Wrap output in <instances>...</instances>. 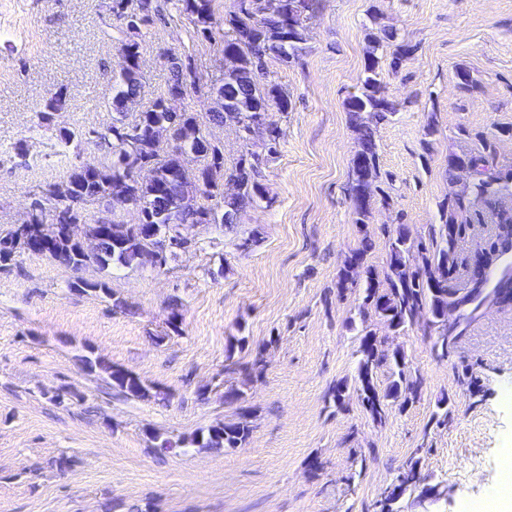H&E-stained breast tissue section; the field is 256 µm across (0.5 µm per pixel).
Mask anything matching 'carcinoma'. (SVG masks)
Returning <instances> with one entry per match:
<instances>
[{"label":"carcinoma","instance_id":"carcinoma-1","mask_svg":"<svg viewBox=\"0 0 512 512\" xmlns=\"http://www.w3.org/2000/svg\"><path fill=\"white\" fill-rule=\"evenodd\" d=\"M170 2L111 0L110 11L122 21L127 32L137 34L141 28L164 19ZM179 2L195 34L213 40L217 32L224 31V80L209 89L208 121L186 109L174 120L167 111L165 102L170 96H183L188 86H196L192 68L176 59L170 61L168 81L151 104L133 123L124 122L141 93V52L136 40L121 42L120 50L127 55L129 66L123 68L124 89L109 103L110 111L115 113L112 123L83 135L68 129L61 131V140L67 144L84 135L97 139L110 150L111 161L93 168L74 163L64 180L48 185L41 199L35 200L36 210L30 223L0 232L1 264L8 265L22 253L41 254L80 269L104 268L111 263L127 267L148 264L146 255L156 241L141 236L135 225L109 217L89 225L90 234L103 237L102 249L95 255L84 251L82 243L66 228L85 223L83 206L90 200L101 202L112 214L127 202H136L143 208L146 223L158 225L159 233L164 235L171 215L181 225H231L263 199V173L255 166V162L261 161V154L251 152L232 169H225L224 146L209 133L206 123H229L245 134L252 121L266 113L274 109L288 111L287 92L268 80V61L275 59L288 65L300 59L308 41L307 22L318 8V0H247V7L239 6L222 19L215 15L213 0ZM414 51L415 46L398 40L391 28L380 26L366 35L360 92L347 100L357 144L351 164L350 200L358 224L368 223L369 203L381 191L377 124L397 111L396 105L383 95L380 75L383 66L395 70ZM65 109L66 93L60 89L45 102L39 118L47 123ZM172 122L177 149L190 151L199 158L195 170L177 177L169 176L172 153L161 143ZM498 134L512 137V126L500 127L495 134L458 127V136L469 141L472 148L461 154H448V180L453 185L466 173L471 180L470 190L464 195L448 193L440 203V223L430 228L429 241L412 237L406 226H400L390 240L386 267L379 272L364 267L371 249L370 240L364 238L344 260L339 277L338 286L343 291L355 284L359 270L365 269L364 309L373 311L396 334L421 316H428L429 326L439 331L436 346L443 356L448 355L453 344L448 337V306L453 304L452 295L460 290L461 276L478 288L485 285L490 269L512 246V165L500 166L496 161L494 140ZM227 180L236 182V193H224ZM45 201L55 206L66 203L49 223L44 219ZM487 222L493 224V229L486 244L469 256L459 257V239L471 225ZM492 293L499 306L512 308V277L498 281ZM359 353L357 392L364 410L373 419H382L383 400L396 399L402 393L417 396L419 385L409 378L400 351L386 353L382 341L369 330L360 337ZM390 358L395 365V379L382 395L374 384L373 374ZM85 364L104 370L125 395L148 396L147 388L134 374L100 359L87 358ZM250 420V410L242 408L234 420L201 428L191 437L174 443L164 439L161 448H238L250 435ZM396 480L397 484L379 501L381 512H397L393 505L419 480L416 465L407 466Z\"/></svg>","mask_w":512,"mask_h":512}]
</instances>
